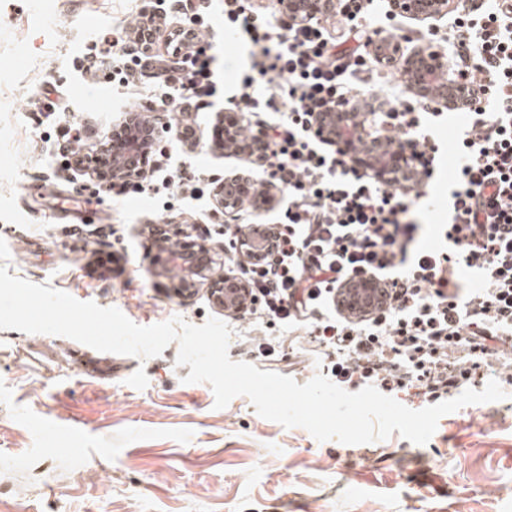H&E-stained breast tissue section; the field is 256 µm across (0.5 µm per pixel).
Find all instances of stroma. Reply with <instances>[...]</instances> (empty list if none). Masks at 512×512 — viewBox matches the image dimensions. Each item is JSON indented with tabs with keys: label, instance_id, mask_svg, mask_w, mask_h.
Listing matches in <instances>:
<instances>
[{
	"label": "stroma",
	"instance_id": "1",
	"mask_svg": "<svg viewBox=\"0 0 512 512\" xmlns=\"http://www.w3.org/2000/svg\"><path fill=\"white\" fill-rule=\"evenodd\" d=\"M144 0H0V238L9 274L120 309L148 326L181 317L228 324L229 357L303 384L316 358L289 365L253 359L249 338L267 333L256 315L215 308L206 287L179 292V277L155 260L152 224H178L190 238L223 245L212 198L215 179L262 177V167L217 151L210 128L246 76L255 46L226 31L224 0H188L161 21L156 53L170 31L199 12L213 56L210 108L162 111L149 77L136 86L104 82L85 57L98 36L121 39ZM142 112L162 130L161 168L200 177L178 201L131 194L65 169L62 155L97 154L125 113ZM462 125L434 121L436 170L425 188L427 224L448 221V181ZM31 344L53 356L43 368L17 355ZM72 339L0 330V512H512V403L465 406L440 418L425 445L399 434L371 443L316 441L304 428L260 417L247 397L214 406L209 384L186 383L178 343L146 360L113 355V374L81 375L64 362ZM26 461L23 469L15 461Z\"/></svg>",
	"mask_w": 512,
	"mask_h": 512
}]
</instances>
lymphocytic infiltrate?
Instances as JSON below:
<instances>
[{"mask_svg": "<svg viewBox=\"0 0 512 512\" xmlns=\"http://www.w3.org/2000/svg\"><path fill=\"white\" fill-rule=\"evenodd\" d=\"M339 26L315 18L281 26L251 0H224V19L244 28L259 48L256 76L244 77L238 109L273 118L265 156L287 200L269 225L270 258L240 267L250 286L247 311L268 329L299 326L307 341L289 340L295 358L319 355L325 375L342 387L374 385L426 402L453 397L460 385L486 378L512 391V0H470L448 14V44L457 51V78L479 80L464 112L458 164L451 182L441 249L426 248L417 193L432 178L438 146L429 139V98L390 97L377 118L391 140L407 141L418 160L409 187H387L356 169L345 152L315 129L327 112L365 104L354 77L375 63L378 31L370 0H337ZM198 28L172 35L174 64L135 34L120 42L124 67L113 70L103 51L88 67L130 83L158 65L154 87L169 109L194 100L209 106L216 93L213 58L199 47ZM356 40L345 52L343 44ZM264 90L254 94L256 78ZM480 278L472 288L463 270ZM357 276L376 279L385 302L351 316L338 296Z\"/></svg>", "mask_w": 512, "mask_h": 512, "instance_id": "obj_1", "label": "lymphocytic infiltrate"}]
</instances>
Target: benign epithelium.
<instances>
[{"instance_id":"benign-epithelium-1","label":"benign epithelium","mask_w":512,"mask_h":512,"mask_svg":"<svg viewBox=\"0 0 512 512\" xmlns=\"http://www.w3.org/2000/svg\"><path fill=\"white\" fill-rule=\"evenodd\" d=\"M278 4L292 22L301 26L314 17L330 16L336 11V0H278ZM390 5L397 14L425 20L447 15L450 0H390ZM390 52L394 57L403 58L401 76L406 90L411 94L426 95L433 92L436 79L446 72L444 56L431 47H422L407 53L403 45L395 39L391 42ZM439 93L448 107L457 108L469 100L470 87L455 82L452 91L441 89ZM363 121L364 118L355 112L347 113L341 122L324 114L320 118V126L324 136L336 141L354 165L369 172L377 182L384 185L408 184V179L414 176L416 165L409 147L393 143L380 162L375 161L372 153L367 150H354L362 133ZM217 140L223 144L222 151L226 155L256 163L263 161V137L258 134L253 138L242 139L240 122L232 112L224 113V123L218 128ZM140 144L141 141L130 135L122 140L117 145L123 154L120 164L113 163L106 154L99 153V163L88 169L89 176L95 181L108 178L126 181L132 179L136 176L139 165ZM253 185L254 178L250 175L226 177L213 188L214 204L228 219L236 217V213L246 202L264 211H270L280 204L281 190L277 185L267 183L266 190L261 194L254 193ZM236 247L246 259L256 261L269 256L271 241L267 237L253 240L245 231L239 235ZM185 248L193 255L195 275L182 280V290L191 292L200 285H206L213 306L228 314H242L249 300V285L230 273H215V252L205 242L190 240Z\"/></svg>"}]
</instances>
